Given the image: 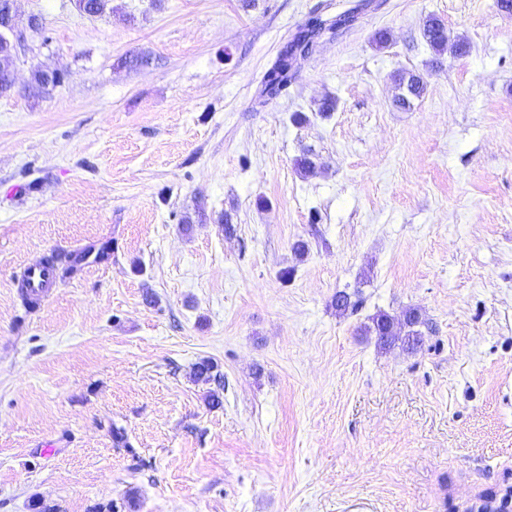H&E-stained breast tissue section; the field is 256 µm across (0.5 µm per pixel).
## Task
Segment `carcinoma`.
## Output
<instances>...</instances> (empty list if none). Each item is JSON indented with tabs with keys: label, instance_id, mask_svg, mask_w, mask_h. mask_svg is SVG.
Wrapping results in <instances>:
<instances>
[{
	"label": "carcinoma",
	"instance_id": "cac0c4a2",
	"mask_svg": "<svg viewBox=\"0 0 512 512\" xmlns=\"http://www.w3.org/2000/svg\"><path fill=\"white\" fill-rule=\"evenodd\" d=\"M351 22V15L325 18L320 14L310 17L304 24L300 33L286 46L280 54L278 60L266 72L264 76V93L276 95L288 86L292 75V59L299 52H311L322 36L333 34L342 25ZM423 37L427 43L438 54L443 53L447 48H452L456 55L466 52L465 42L458 40L453 44H448V33L444 25L436 18L429 17L423 25ZM399 87L403 93L396 100V105L405 108L410 105L411 100L418 98L424 91L425 83L423 78L412 72H403L397 74ZM422 324L421 314L416 309H410L406 314V334L407 344L417 345L421 341V332L415 330V327ZM370 330L375 333L379 344L383 347L391 346L396 340L397 333L394 329L393 319L384 313L372 318V327ZM194 379L209 383L211 381H221L222 375L218 366L210 360H202L195 364L193 369Z\"/></svg>",
	"mask_w": 512,
	"mask_h": 512
}]
</instances>
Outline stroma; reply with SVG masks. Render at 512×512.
I'll return each instance as SVG.
<instances>
[{
	"label": "stroma",
	"mask_w": 512,
	"mask_h": 512,
	"mask_svg": "<svg viewBox=\"0 0 512 512\" xmlns=\"http://www.w3.org/2000/svg\"><path fill=\"white\" fill-rule=\"evenodd\" d=\"M351 2L16 0L44 30L0 95V512H470L512 489V11L374 0L262 95L308 16ZM430 16L466 54H434ZM401 71L426 83L406 109ZM105 240L23 301L26 264ZM411 308L421 343L380 347L372 317Z\"/></svg>",
	"instance_id": "stroma-1"
}]
</instances>
